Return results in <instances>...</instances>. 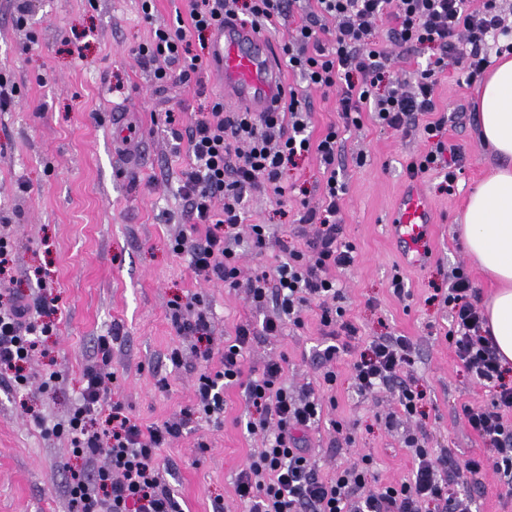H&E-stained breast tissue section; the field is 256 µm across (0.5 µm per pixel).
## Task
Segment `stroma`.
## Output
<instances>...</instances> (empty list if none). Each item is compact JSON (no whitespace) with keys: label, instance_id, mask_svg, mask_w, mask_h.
I'll return each instance as SVG.
<instances>
[{"label":"stroma","instance_id":"1","mask_svg":"<svg viewBox=\"0 0 512 512\" xmlns=\"http://www.w3.org/2000/svg\"><path fill=\"white\" fill-rule=\"evenodd\" d=\"M26 28L13 22L14 0H0V69L17 83V102L0 110V234L15 254L13 282L0 281V294L20 287L53 299L52 331L25 368L26 386L0 378V512H73L65 486L71 469L66 437L45 436L32 420L62 423L77 403L85 369L101 364L98 337H111L108 364H101L110 398L119 400L141 428L178 419L192 406L202 370H218L222 341L241 325L260 328L274 302L255 307L244 289L194 274L189 256L172 242L189 225L183 215L180 176L190 163L176 145L172 122L189 125L210 112L224 92L211 71L182 79L171 73L157 83L132 50L149 41L154 23H174L187 12L186 0H156L145 20L140 0H29ZM477 85L450 70L437 87L439 110L454 113L446 138L462 147L464 171L453 193L427 173L412 181L407 165L427 142L422 129L409 134L380 127L364 114L360 128L341 131L338 160L348 184L340 216L344 238L355 246L352 266L335 270L339 306L357 329L362 349L376 336H404L412 344L410 371L426 390L422 423L387 424L395 395L383 389L358 394L351 386L353 355L335 363V387L324 384L318 358L329 339L315 311L303 327L285 326L281 335L258 336L246 354L244 373H259L268 360L286 356L291 389H314L325 403L320 422L307 435L319 476L374 459L376 484L408 480L413 453L404 443L418 434L432 454L451 452L455 472L451 496L466 499L470 512H512V484L487 463L490 449L468 427L463 408L490 405L494 388L474 382L446 338L450 318L435 288L448 285L453 267L463 266L488 298L495 284L459 242L467 198L497 157L479 135ZM287 178L296 189L287 202L252 193L239 226V266L249 277L283 261L300 240L287 224L301 201L317 205L324 181L316 156L299 160ZM420 189L434 211L432 256L421 266L401 258L388 221L399 199ZM273 224L278 244L255 253L245 238L248 225ZM44 287H37L33 271ZM404 283L394 295L393 278ZM182 319L205 312L215 343L210 361L194 353L193 338L179 335L171 321L172 302ZM179 364H172V350ZM59 379L43 388L50 373ZM241 388L224 391L218 420L192 418L181 434L158 451L162 482L183 512H249L235 493L241 470L264 445L263 432L249 433ZM342 430H335L334 422ZM484 459L476 476L465 464ZM70 468H63V461Z\"/></svg>","mask_w":512,"mask_h":512}]
</instances>
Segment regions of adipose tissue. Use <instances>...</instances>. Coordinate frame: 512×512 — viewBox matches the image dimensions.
Listing matches in <instances>:
<instances>
[{
  "label": "adipose tissue",
  "instance_id": "1",
  "mask_svg": "<svg viewBox=\"0 0 512 512\" xmlns=\"http://www.w3.org/2000/svg\"><path fill=\"white\" fill-rule=\"evenodd\" d=\"M479 129L499 162L465 209L466 251L497 284L485 317L503 366H512V57L496 60L483 80Z\"/></svg>",
  "mask_w": 512,
  "mask_h": 512
}]
</instances>
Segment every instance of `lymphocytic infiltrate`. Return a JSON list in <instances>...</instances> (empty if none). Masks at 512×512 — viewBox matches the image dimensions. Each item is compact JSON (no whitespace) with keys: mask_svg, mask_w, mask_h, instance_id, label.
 I'll return each instance as SVG.
<instances>
[{"mask_svg":"<svg viewBox=\"0 0 512 512\" xmlns=\"http://www.w3.org/2000/svg\"><path fill=\"white\" fill-rule=\"evenodd\" d=\"M297 10L302 21L283 46L288 68L308 87L336 92L339 118L346 128L360 126L362 112L369 111L378 124L409 132L418 115L435 111V90L448 67L461 68L472 80L489 64V40L507 37L505 49L512 51V27L506 25L497 0H483L476 8L468 0H191L189 28L157 24L151 40L134 48L133 54L142 62L164 60V67L154 72L159 80L166 78L169 63L195 72L204 61L190 54L189 36L207 39L214 22L226 15L244 17L264 33ZM329 17L335 27L326 26ZM382 19L390 26L380 38L376 27ZM398 48L427 55L424 65L403 79L390 74ZM280 98L277 112H234L217 122L203 117L186 131H173V139L185 141L190 158L180 186L185 214L191 224L205 227L203 240L191 243L182 235L173 249L189 253L196 275L231 288L246 287L255 305L274 299L280 315L263 320L266 335L278 334L287 322L303 326V310L316 306L321 329L331 339L320 353L327 364L323 381L331 386L337 379L331 364L348 352L347 340L356 334L337 305L340 291L330 275L354 262L353 246L342 239L340 218L348 187L336 166V130L312 138L309 101L293 88L281 92ZM448 121L442 115L425 124L428 148L407 167L413 181L431 171L442 172L440 188L446 192L463 169L462 151L443 139ZM309 154L319 158L326 173L320 205L306 207L299 217L300 223L315 225L314 234L286 261L241 279L236 229L243 222L247 193L259 190L284 197L288 168ZM219 197L224 207L218 212L214 201ZM478 296L464 269L455 267L441 294L451 317L448 340L467 372L495 388L490 407L468 405L463 412L470 429L496 452V470L512 478V422L507 419L512 385L504 381ZM44 309V303L25 302L19 292L0 304V372L11 375L16 384L26 383L24 367L42 336L50 332L49 323L41 319ZM252 336L251 328L241 326L234 337L225 339L223 367L199 376L192 407L194 413L212 417L223 408V388L238 385L249 409L248 432L268 431L264 448L252 456L237 480V495L250 504L251 512H464L449 496L442 476L447 457L432 456L413 435L405 440L415 456L411 480L370 488L373 461L368 456L332 478L320 477L305 446V433L320 420L322 400L310 390L297 394L288 389L279 360L268 361L257 376L244 378ZM410 350L406 337H377L359 353L350 373L359 393L395 390L398 413L408 419L421 416L424 399L423 391L401 376L411 363ZM84 380L80 402L67 423L43 427L47 435L67 436L73 456L83 463L82 469L72 471L67 485L74 512H179L173 494L160 480L154 457L179 435L181 422L142 429L121 403H107L99 369L88 368Z\"/></svg>","mask_w":512,"mask_h":512,"instance_id":"obj_1","label":"lymphocytic infiltrate"}]
</instances>
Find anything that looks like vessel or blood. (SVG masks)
<instances>
[{
  "mask_svg": "<svg viewBox=\"0 0 512 512\" xmlns=\"http://www.w3.org/2000/svg\"><path fill=\"white\" fill-rule=\"evenodd\" d=\"M212 68L224 90V101L238 112H274L283 86V71L267 36L232 18L216 25ZM433 224L428 201L411 192L400 200L390 224L391 235L410 263L430 254Z\"/></svg>",
  "mask_w": 512,
  "mask_h": 512,
  "instance_id": "obj_1",
  "label": "vessel or blood"
}]
</instances>
